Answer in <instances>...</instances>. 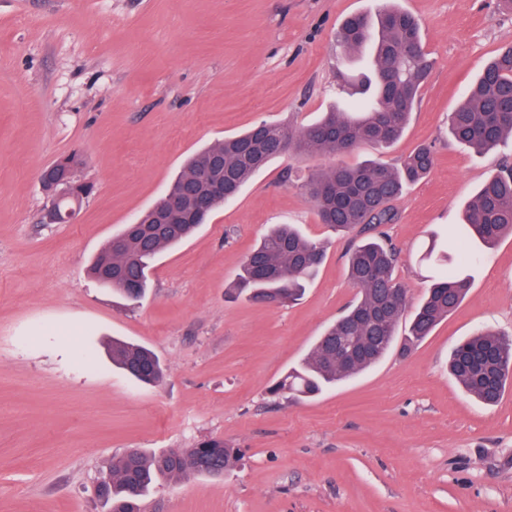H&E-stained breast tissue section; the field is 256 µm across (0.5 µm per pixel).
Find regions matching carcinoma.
<instances>
[{
  "mask_svg": "<svg viewBox=\"0 0 512 512\" xmlns=\"http://www.w3.org/2000/svg\"><path fill=\"white\" fill-rule=\"evenodd\" d=\"M339 38L347 56L371 47L375 84L367 88L369 96L342 111L325 112L306 126L260 123L195 153L174 183L199 176L209 165L213 175L224 179V196L209 199L198 221L190 217L178 224H162L147 211L140 224L126 225L92 262L91 273L102 286L131 301L140 300L156 256L180 244L214 210L235 199L253 176L282 156L281 146L300 155H340L362 144L388 148L402 137L431 69L417 20L398 8L395 0H384L373 17L356 14L345 19ZM448 131L478 152L512 142L511 44L497 51L461 105L449 113ZM432 165L431 147L419 145L396 165L364 160L315 172L304 189L320 223L340 232L368 233L395 221L392 202L405 187L424 178ZM463 224L468 239L455 244L454 254H448L436 235L423 252L422 262L434 269L433 283L405 329L406 346L430 336L466 297L470 286L466 270L476 259L470 243L491 249L502 236L512 235L511 165L501 166L481 184L465 207ZM325 257L323 247L298 227L278 224L246 256L232 285L234 295L268 304L294 302ZM396 264L397 253L382 235L349 252L348 277L356 288L353 304L317 338L311 352L275 391L314 397L370 369L393 348L408 305L407 291L394 275ZM341 336L349 337L347 344L355 348L352 362L336 351ZM112 361L141 382L156 384L163 378L159 360L143 346L114 340ZM448 371L470 396L486 404L497 402L512 381V336L493 329L475 333L454 348ZM235 459L233 450L218 439L150 455L130 449L100 472L103 501L110 512H142V500L157 481L219 477Z\"/></svg>",
  "mask_w": 512,
  "mask_h": 512,
  "instance_id": "cac0c4a2",
  "label": "carcinoma"
}]
</instances>
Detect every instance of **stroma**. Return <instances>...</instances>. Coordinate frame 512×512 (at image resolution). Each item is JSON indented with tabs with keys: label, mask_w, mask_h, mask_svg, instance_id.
<instances>
[{
	"label": "stroma",
	"mask_w": 512,
	"mask_h": 512,
	"mask_svg": "<svg viewBox=\"0 0 512 512\" xmlns=\"http://www.w3.org/2000/svg\"><path fill=\"white\" fill-rule=\"evenodd\" d=\"M433 68L391 147L282 157L180 247L161 252L144 299L88 275L93 256L165 193L187 157L254 124L305 126L357 70L343 21L379 0H0V512H106L98 470L131 448L237 450L234 469L159 485L144 512H512V385L492 406L447 371L478 329L512 333V236L480 250L461 305L424 341L308 399L274 392L356 290L359 233L321 224L300 188L355 160L389 164L432 145L429 174L385 225L410 306L431 285V232L462 233L466 202L504 160L453 141L448 114L512 44L498 0H398ZM73 154L91 185L73 223L44 224L39 172ZM272 224L300 225L326 259L286 305L227 287ZM119 339L159 357L146 385L113 364Z\"/></svg>",
	"instance_id": "stroma-1"
}]
</instances>
